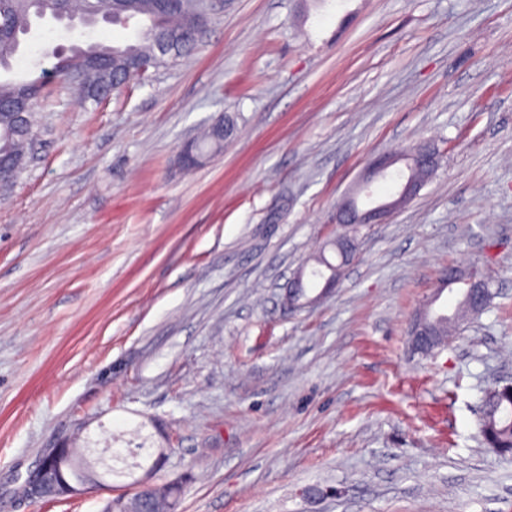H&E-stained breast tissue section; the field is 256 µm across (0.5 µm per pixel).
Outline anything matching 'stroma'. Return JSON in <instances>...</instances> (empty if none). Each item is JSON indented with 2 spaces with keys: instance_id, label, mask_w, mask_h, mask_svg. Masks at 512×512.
Instances as JSON below:
<instances>
[{
  "instance_id": "1",
  "label": "stroma",
  "mask_w": 512,
  "mask_h": 512,
  "mask_svg": "<svg viewBox=\"0 0 512 512\" xmlns=\"http://www.w3.org/2000/svg\"><path fill=\"white\" fill-rule=\"evenodd\" d=\"M0 192V512L44 449L139 431L175 512H512L481 442L512 378V0H216L193 54L95 103L48 83ZM206 164L181 145L219 115ZM439 166L313 304L284 302L372 159ZM493 297L447 347L409 324L446 267ZM430 305L419 310L410 324L412 349L415 353L421 354L422 356L432 353V349L427 347V342H429L430 339L424 329V316L431 309Z\"/></svg>"
}]
</instances>
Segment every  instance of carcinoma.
I'll return each mask as SVG.
<instances>
[{"mask_svg": "<svg viewBox=\"0 0 512 512\" xmlns=\"http://www.w3.org/2000/svg\"><path fill=\"white\" fill-rule=\"evenodd\" d=\"M43 11L33 0H0V25L8 33L0 37V68L12 70V61L20 53L24 40L32 32L37 21L56 14L75 16L86 21L98 18L85 12L84 0H42ZM200 0H103L102 7L112 15L114 23L123 26L135 22L139 26V39L134 43L105 45L87 42L73 50L55 56L54 71L69 78L71 71L82 69L91 76L84 96L98 101L127 80L141 76L133 60L151 56L155 67L188 54L197 40ZM45 73L26 81L0 80V165L11 169L24 162L32 139L33 116L28 111L18 114L13 103L20 97L33 104L44 87ZM234 125L224 131V136L206 130L195 139L190 151L196 158H207L224 147V139L231 136ZM460 299L454 315H433L437 335L432 337L439 346L457 328L460 319L472 315L467 288L460 287ZM481 439L489 448L503 455L512 454V387L495 385L483 391L480 399ZM73 462L107 476L122 475L125 469H117L102 458L94 456L89 446L69 448Z\"/></svg>", "mask_w": 512, "mask_h": 512, "instance_id": "obj_1", "label": "carcinoma"}]
</instances>
